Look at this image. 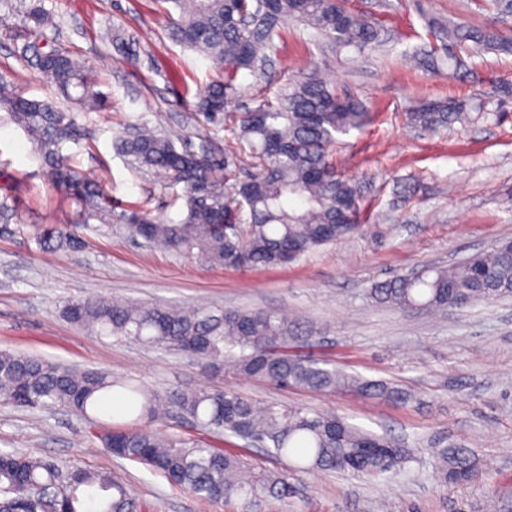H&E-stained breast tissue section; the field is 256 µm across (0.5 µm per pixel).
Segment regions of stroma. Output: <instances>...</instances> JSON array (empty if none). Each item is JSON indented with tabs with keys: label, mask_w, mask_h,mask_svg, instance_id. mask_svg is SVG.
<instances>
[{
	"label": "stroma",
	"mask_w": 512,
	"mask_h": 512,
	"mask_svg": "<svg viewBox=\"0 0 512 512\" xmlns=\"http://www.w3.org/2000/svg\"><path fill=\"white\" fill-rule=\"evenodd\" d=\"M56 14L53 41L94 64L105 105L82 112L85 140L69 145L75 167L98 180L121 207L184 215L181 187L159 173L133 170L113 148L132 123L146 122L196 140L205 127L184 103L215 79L211 63L173 42L155 0H43ZM379 25L383 47L358 54L332 50L304 25L288 22L273 42V64L251 80L232 112L274 97L292 75H327L339 93L369 112L358 130L337 136L336 166L360 191L365 234L322 247L282 267L224 270L160 246L131 240L122 225L90 222L80 247L43 246L34 225L67 224L79 207L59 192L31 157L23 132L0 111V197L18 203L0 229V349L77 368L106 370L159 392L230 389L261 403L334 412L365 430L400 439L414 457L386 479L352 473H296L285 501L203 500L170 486L141 465L114 457L97 434L131 422L123 402L104 401L89 415L0 405V451L31 453L60 466L109 471L130 485L137 512H512V299L465 310L399 313L367 296L374 282L420 266H445L512 240V53L472 48L460 68L406 64L435 44L438 25L462 23L512 35L489 0H349ZM120 26L140 38L135 61L119 57L108 34ZM19 0H0V70L27 97L56 93L20 55ZM464 104L467 119L421 132L406 114L423 102ZM105 296L138 302L278 310L313 322L319 340L306 355L351 374L386 379L408 393L403 403L356 394L288 391L229 375L195 358L99 337L61 314L70 299ZM469 448L482 469L468 482L440 484L432 443Z\"/></svg>",
	"instance_id": "35a3bbf8"
}]
</instances>
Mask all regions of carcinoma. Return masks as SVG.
Masks as SVG:
<instances>
[{"mask_svg": "<svg viewBox=\"0 0 512 512\" xmlns=\"http://www.w3.org/2000/svg\"><path fill=\"white\" fill-rule=\"evenodd\" d=\"M155 2L165 5L170 38L219 70L186 106L205 124L230 132L232 143L220 147L215 137L205 135L197 144L178 147L174 135L161 127H131L115 141V151L134 169L161 173L170 185L183 186L186 213L172 222L160 213L118 211L102 187L81 176L63 153L66 144L84 136L74 111L51 100L25 97L0 70V109L25 133L57 190L80 204L81 224L47 228L39 233V242L56 239L78 247V228L95 220L122 224L133 238L187 254L209 267L240 270L285 265L323 245L364 233L357 189L338 173L331 155L337 135L366 121L357 99L336 92L312 71L287 78L273 101L262 99L243 112H228L226 106L243 90L242 78L263 74L271 61L273 37L287 20L358 53L382 42L381 29L350 11L346 0H266L264 7L259 0ZM24 17L28 42L22 57L72 106L85 111L102 107L92 65L55 45H41L46 31L56 27L42 0H30ZM111 38L125 58L139 54L141 43L124 28L112 29ZM444 38L461 51L469 49V41L512 51V37L459 24L448 26ZM462 115L459 104L431 100L409 113L408 122L437 132ZM245 156L253 172L241 179L238 165ZM368 297L417 313L464 310L511 298L512 244L503 242L456 265L425 266L375 282ZM62 314L97 336L181 352L279 388L407 400L405 392L385 380L352 375L292 351L297 342L311 345L316 330L307 321L272 310L121 302L101 296L70 300ZM114 393L137 420L166 416L174 408L218 438H241L263 445L276 457L299 460L294 465L299 471L352 472L377 479L402 470L412 459L400 441L363 430L334 413L259 406L231 390L160 394L109 372L0 350V404L86 414ZM98 439L114 456L211 502L232 497L282 500L293 493L288 472L257 471L239 456L202 441L132 426H116ZM430 452L440 483L478 476L479 463L468 449L446 446ZM0 512H135V501L124 482L110 473L1 452Z\"/></svg>", "mask_w": 512, "mask_h": 512, "instance_id": "1", "label": "carcinoma"}]
</instances>
